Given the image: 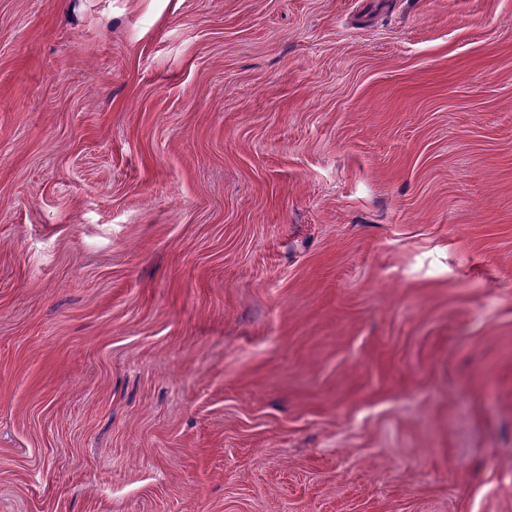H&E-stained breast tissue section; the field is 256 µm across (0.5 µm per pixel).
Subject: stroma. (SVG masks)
Masks as SVG:
<instances>
[{
	"label": "stroma",
	"mask_w": 512,
	"mask_h": 512,
	"mask_svg": "<svg viewBox=\"0 0 512 512\" xmlns=\"http://www.w3.org/2000/svg\"><path fill=\"white\" fill-rule=\"evenodd\" d=\"M0 512H512V0H0Z\"/></svg>",
	"instance_id": "35a3bbf8"
}]
</instances>
